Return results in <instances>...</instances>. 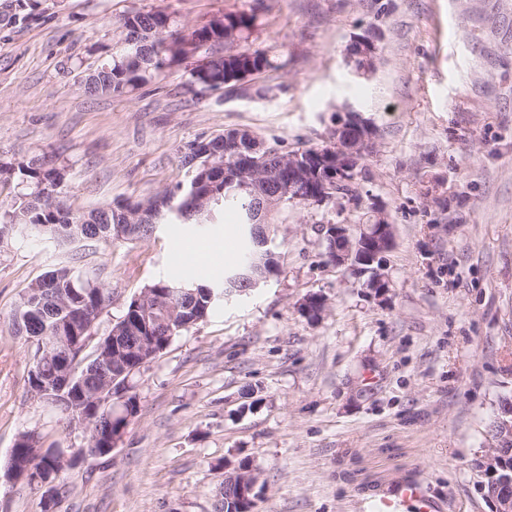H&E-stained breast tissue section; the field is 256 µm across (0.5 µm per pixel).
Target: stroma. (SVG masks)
Here are the masks:
<instances>
[{
  "label": "stroma",
  "instance_id": "1",
  "mask_svg": "<svg viewBox=\"0 0 512 512\" xmlns=\"http://www.w3.org/2000/svg\"><path fill=\"white\" fill-rule=\"evenodd\" d=\"M254 0H39L33 21L0 23V160L41 156L67 171L72 207L124 204L184 179L189 142L247 127L288 149L329 141L339 105L378 128L358 176L361 205L271 212L279 271L218 303L129 379L138 412L109 458L64 474L53 512H213L227 468L260 478L253 512H359L423 482L440 512H493L475 464L500 396L512 393V0H264L238 50L286 68L201 90L176 66L124 98L86 97L83 71L120 37L118 20L164 8L185 31ZM379 48L371 79L345 54ZM272 87L270 98L256 90ZM382 208L394 231L377 297L328 261L327 219L356 231ZM237 216L160 224L142 241L0 250V473L17 437L84 442L29 388L34 350L11 335L15 305L61 265L96 269L113 292L107 333L130 298L162 279L221 280L238 261ZM195 238L200 253L183 251ZM321 295L318 320L300 315Z\"/></svg>",
  "mask_w": 512,
  "mask_h": 512
}]
</instances>
